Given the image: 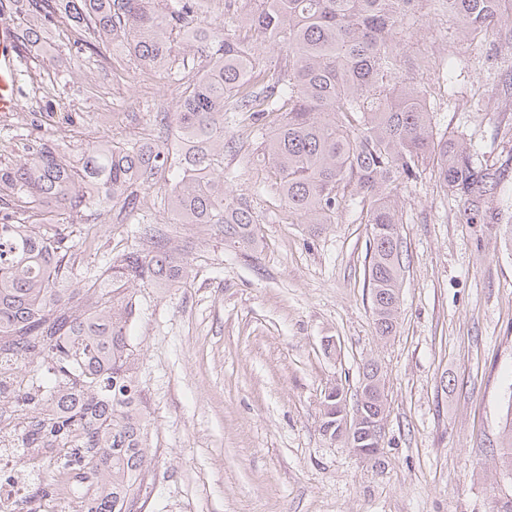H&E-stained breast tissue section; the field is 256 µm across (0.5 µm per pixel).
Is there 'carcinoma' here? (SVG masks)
Returning <instances> with one entry per match:
<instances>
[{
  "label": "carcinoma",
  "instance_id": "1",
  "mask_svg": "<svg viewBox=\"0 0 512 512\" xmlns=\"http://www.w3.org/2000/svg\"><path fill=\"white\" fill-rule=\"evenodd\" d=\"M425 0H262L250 37L207 19L204 0H65L81 45L101 55L117 47L175 82L189 71L177 41L204 65L163 116L168 141L90 143L71 160L50 139L28 147L21 165L0 166V400L24 406L13 429L19 448L56 450L92 490L88 512H124L144 486L150 462L149 413L128 322L131 288H175L190 275L171 237L155 230L150 248L113 256L100 273L69 278L75 226L116 205L134 214L133 187L170 183L164 199L176 224L216 227L240 251L258 247L246 203L224 190V116L246 113L260 137L272 189L311 231L357 203L370 224L368 282L377 335H395L404 275L398 187L431 169L436 183L479 208L504 175L479 164L470 143L436 131L428 89L406 69L398 35L417 24ZM464 38L501 22L506 0H435ZM21 45L39 41L54 19L49 0H26ZM258 43L286 51L261 68ZM24 198L26 204L15 203ZM342 391L324 393L321 430L332 441L371 448L372 417L387 396L377 362L357 393L360 426L338 431ZM500 464L512 475V402L500 434Z\"/></svg>",
  "mask_w": 512,
  "mask_h": 512
}]
</instances>
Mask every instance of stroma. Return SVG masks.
<instances>
[{"instance_id":"stroma-1","label":"stroma","mask_w":512,"mask_h":512,"mask_svg":"<svg viewBox=\"0 0 512 512\" xmlns=\"http://www.w3.org/2000/svg\"><path fill=\"white\" fill-rule=\"evenodd\" d=\"M56 17L39 47L22 49L19 106L0 113V163L50 138L76 149L103 138L158 142L160 115L184 87L121 53H79ZM401 53L453 52L447 85L429 98L438 130L461 135L481 162L504 169L472 210L430 173L402 189L407 252L398 330L376 335L365 269L369 226L347 207L313 233L291 222L257 159V140L224 122L226 192L248 201L259 246L244 254L217 229L176 224L169 187L141 190L146 224L119 209L88 224L78 273L146 227L167 231L191 266L185 284L135 291L131 342L150 408L155 454L140 512H502L512 477L497 466L512 400V247L489 210L512 206V41L491 28L461 39L444 12L403 34ZM382 366L388 417L381 466L321 431L325 391L354 405L363 365Z\"/></svg>"}]
</instances>
